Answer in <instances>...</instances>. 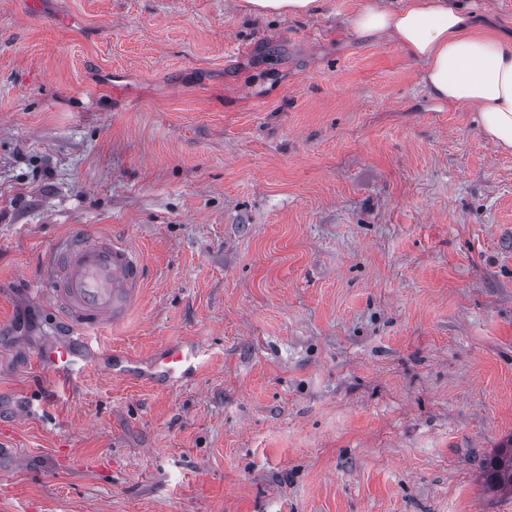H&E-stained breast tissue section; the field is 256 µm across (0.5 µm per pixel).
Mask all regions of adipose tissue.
I'll use <instances>...</instances> for the list:
<instances>
[{"mask_svg": "<svg viewBox=\"0 0 512 512\" xmlns=\"http://www.w3.org/2000/svg\"><path fill=\"white\" fill-rule=\"evenodd\" d=\"M356 33L392 35L424 66L430 96L473 109L484 134L512 151V41L479 33L459 0H370L352 19Z\"/></svg>", "mask_w": 512, "mask_h": 512, "instance_id": "adipose-tissue-1", "label": "adipose tissue"}]
</instances>
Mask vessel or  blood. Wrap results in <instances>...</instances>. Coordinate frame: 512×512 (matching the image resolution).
Returning a JSON list of instances; mask_svg holds the SVG:
<instances>
[{
    "mask_svg": "<svg viewBox=\"0 0 512 512\" xmlns=\"http://www.w3.org/2000/svg\"><path fill=\"white\" fill-rule=\"evenodd\" d=\"M40 283L51 307L84 339L105 324L123 320L137 305L146 283L145 263L142 255L124 241L72 233L50 250ZM196 357V351L172 345L150 368L120 361L114 371L147 381L183 380L195 373ZM44 359L61 381L70 380L78 372L71 347L51 349Z\"/></svg>",
    "mask_w": 512,
    "mask_h": 512,
    "instance_id": "obj_1",
    "label": "vessel or blood"
}]
</instances>
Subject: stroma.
Returning <instances> with one entry per match:
<instances>
[{"instance_id":"stroma-1","label":"stroma","mask_w":512,"mask_h":512,"mask_svg":"<svg viewBox=\"0 0 512 512\" xmlns=\"http://www.w3.org/2000/svg\"><path fill=\"white\" fill-rule=\"evenodd\" d=\"M367 2L0 0V512H512V151ZM78 226L149 277L63 385ZM174 344L189 381L111 371ZM247 10L255 15L277 13L306 15L317 13L320 0H245ZM45 361L63 382L70 380L75 374L82 372L86 366L77 368L76 354L70 346L51 349L44 355ZM482 469L490 487H512V437L500 445L494 455L485 460Z\"/></svg>"}]
</instances>
